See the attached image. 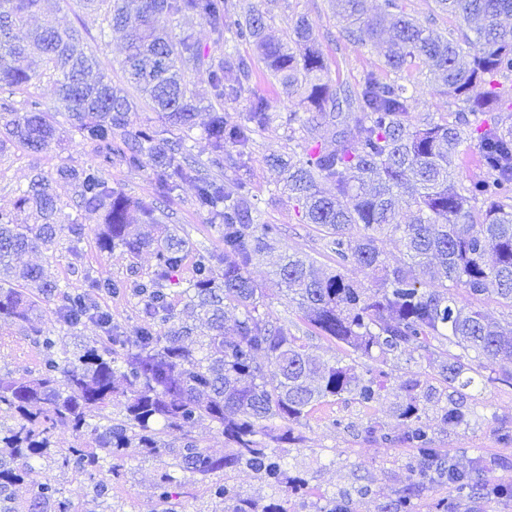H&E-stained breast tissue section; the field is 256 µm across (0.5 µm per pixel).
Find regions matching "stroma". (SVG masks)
Instances as JSON below:
<instances>
[{"mask_svg": "<svg viewBox=\"0 0 512 512\" xmlns=\"http://www.w3.org/2000/svg\"><path fill=\"white\" fill-rule=\"evenodd\" d=\"M234 2L242 13L254 7L265 12L269 32L277 38L291 34L297 20H305L327 59L328 76L332 80L353 87L366 72L373 71L381 76L387 73L377 46L361 45L348 38L346 24L335 14L332 0ZM48 22L60 28L81 26L87 29V41L103 67L114 83H122L125 41L116 32L107 39H100L97 14L78 8L75 0H42L31 24L37 27ZM228 49L254 61L257 56L254 46L245 42L229 44ZM250 84L268 99L271 114L268 129L254 135L250 148L252 217L255 223L281 227V248L311 256L325 267H335L336 255L330 250L327 237L314 225L304 223L294 203L280 193L277 169L266 161L271 154L301 155L304 145L301 127L308 118L305 107L299 97L287 96L256 61ZM93 158L88 145L66 132L62 133L59 144L40 153L11 148L0 155V209H12L19 189L27 187L34 172L50 175L60 165H83ZM105 176L128 195L157 206L158 217L164 223L177 225L181 235L195 246L218 254L223 252L224 239L219 227L197 209L192 184H184L170 197L162 198L147 168H131L116 161ZM55 190L64 213L77 218L87 232L80 239L61 233L53 251L26 253L22 257L24 263L42 266L49 280L73 292L83 291L90 275L128 284L153 276L155 259L150 253L133 256L118 248L99 251L92 232L99 222L98 214L75 208V193L69 184L57 182ZM271 270L265 260L254 262L250 268L252 277L266 290L260 313L270 316L287 333L306 337L310 352L320 359L344 358L345 352L335 339L311 332L296 307L273 285ZM95 303L99 309L111 313L112 330L129 336L141 323L142 304L132 294L103 293L96 296ZM42 327L59 336L72 352L95 342L103 333L92 319L78 332L67 331L52 303L43 308ZM40 361V348L32 339L16 336L12 325L0 322V378L37 369ZM386 370L388 390L376 408L365 409L350 396H343L320 406L302 422L299 430L304 436L303 444H287L279 449L286 477L297 476L303 480L301 489L288 496V512H314V504L341 491L350 494L351 512H389L392 501L408 487L407 449L385 447L368 437L366 430L377 423L389 432L403 431L404 425L396 418L394 408L402 397L399 384L410 373L429 376L435 391H442L444 385L438 377L437 366L428 363L412 347L389 360ZM470 394V404L477 416L470 428L454 433L443 430L437 421V403H425L422 419L431 427L433 445L451 451L457 465L464 470L470 468L473 457L483 455L492 461L494 476L512 480V442L506 443L500 438L501 431L512 432V385L488 380L471 388ZM337 419L342 422L338 428L333 425ZM172 468L173 460L169 455L146 456L138 449H130L125 480L112 487L114 512H163L164 506L154 494V483L161 472ZM48 478L55 481L76 512H85L91 498L92 482L88 476L59 470L49 462L36 467L29 481L37 484ZM365 483L372 486L373 495L366 498L354 495V488ZM442 502L454 505L456 512H512V502L488 500L478 490L467 500L456 501L445 486L420 487L412 498V512H440L438 505Z\"/></svg>", "mask_w": 512, "mask_h": 512, "instance_id": "35a3bbf8", "label": "stroma"}]
</instances>
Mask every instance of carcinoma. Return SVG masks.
I'll return each mask as SVG.
<instances>
[{
    "mask_svg": "<svg viewBox=\"0 0 512 512\" xmlns=\"http://www.w3.org/2000/svg\"><path fill=\"white\" fill-rule=\"evenodd\" d=\"M40 2L0 0V86L25 93L48 78L56 113L99 157L97 163L59 167L57 179L75 188L80 208L100 213V250H148L158 271L132 287L144 303L134 335L114 332L111 316L93 297L122 293L127 284L91 278L87 290L73 293L48 281L41 266L16 262L22 254L52 250L65 229L76 238L84 234V225L62 216L53 181L35 175L19 190L14 209L0 210V321L35 337L42 351L36 371L0 379V414L13 420L0 424V512H74L52 480L18 496L34 464L44 460L63 470L103 475L92 485V500L110 509L112 483L124 479L130 448L168 453L175 467L201 482L245 466L275 490L284 483L297 489L302 479L283 480L281 459L268 441L300 442L296 426L330 397L349 394L365 407L379 403L386 391L383 365L407 346L431 363L444 344L458 348L439 364L447 384L440 421L450 432L470 426L468 389L481 370L512 382V320L492 321L451 292L460 288L479 301L493 286L499 301L512 308V124L490 116L512 110V96L501 82L512 73V26L503 24L512 17V0H434L455 21L446 33L406 15L399 0H386L387 11L379 17L367 14V0H336L354 40H378L387 22L394 31L384 57L395 77L369 71L354 90L329 78L303 20L284 44L265 35L262 11L241 15L232 0H138L133 14L126 0H77L81 8L103 14L100 37L112 29L126 32V82L159 119L178 128L174 138L162 137L150 121L132 124L128 91L112 84L79 29L45 26L17 39ZM186 17L205 22L217 46L230 39L254 45L266 71L311 113L302 156L276 157L272 165L283 172L288 199L297 202L303 221L330 238L336 269L321 271L313 259L284 251L276 261V285L286 288L315 332L373 365L316 360L304 338L258 313L263 288L248 268L276 251L281 227L251 223L250 182L241 175L226 181L211 169H224L230 148L236 150L237 169H248L253 135L269 125V102L241 81L249 74L245 60L231 52L207 55L192 34L168 31L172 21ZM191 71L204 73L208 97L189 88ZM418 75L459 103L454 120L413 121L408 84ZM245 94L242 117L224 113V101ZM205 100L212 153L206 164L186 147ZM322 128L334 138L330 151L319 143ZM59 140L57 123L39 101L0 99V154L12 147L38 153ZM465 143L477 150L484 175L461 185L455 157ZM114 156L130 167H148L164 196L182 183L193 184L197 209L221 227L224 254L196 251L180 312L164 281L178 270L190 243L161 223L153 206L104 177ZM321 183L332 185L335 194L324 195ZM388 234L399 235L407 267L386 265L379 243ZM217 263L224 265L220 279ZM348 263L369 282L348 277ZM53 300L72 331L96 318L106 329L100 344L70 354L59 337L43 332L35 319ZM230 309L242 315L232 330L224 326ZM401 390L396 416L406 430L391 435L374 426L369 434L388 447L411 450L409 478L446 483L458 497H468L472 476L455 469L451 453L432 447L430 426L422 421V402L431 398L426 382L413 375ZM112 407L121 418L107 412ZM202 420L224 434L228 453L217 456L189 436L176 448L164 442L165 431ZM275 420L279 424L270 426ZM59 424L75 433L73 446L55 447ZM175 484L171 473L159 475L155 494L161 502L172 498ZM481 490L493 501L512 499L511 480L489 478ZM209 491L224 501V512H257L258 505L228 482ZM346 498L338 493L315 512H347Z\"/></svg>",
    "mask_w": 512,
    "mask_h": 512,
    "instance_id": "carcinoma-1",
    "label": "carcinoma"
}]
</instances>
